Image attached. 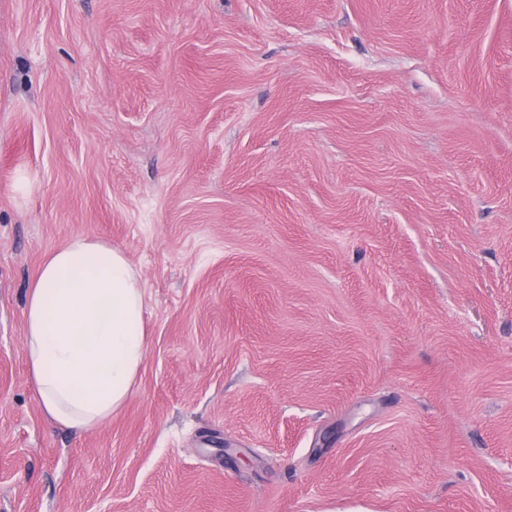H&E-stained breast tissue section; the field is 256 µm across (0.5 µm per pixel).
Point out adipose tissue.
<instances>
[{
    "mask_svg": "<svg viewBox=\"0 0 512 512\" xmlns=\"http://www.w3.org/2000/svg\"><path fill=\"white\" fill-rule=\"evenodd\" d=\"M145 290L124 254L80 236L53 251L29 290L26 351L44 412L91 429L129 397L147 349Z\"/></svg>",
    "mask_w": 512,
    "mask_h": 512,
    "instance_id": "adipose-tissue-1",
    "label": "adipose tissue"
}]
</instances>
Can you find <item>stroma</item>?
<instances>
[{
  "label": "stroma",
  "instance_id": "1",
  "mask_svg": "<svg viewBox=\"0 0 512 512\" xmlns=\"http://www.w3.org/2000/svg\"><path fill=\"white\" fill-rule=\"evenodd\" d=\"M78 236L146 291L89 430ZM0 512H512V0H0ZM145 290L124 254L80 236L53 251L29 290L26 351L43 411L91 429L129 397L147 349Z\"/></svg>",
  "mask_w": 512,
  "mask_h": 512
}]
</instances>
